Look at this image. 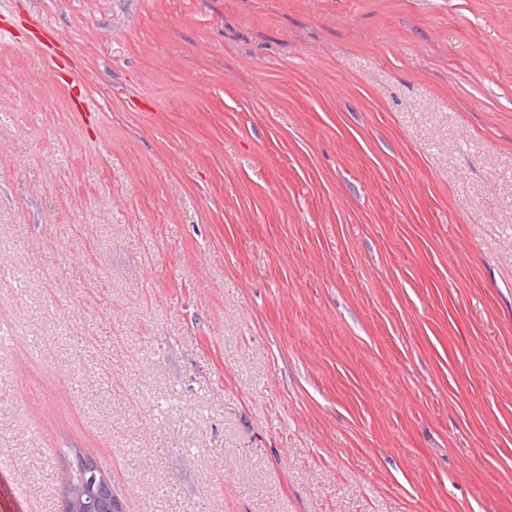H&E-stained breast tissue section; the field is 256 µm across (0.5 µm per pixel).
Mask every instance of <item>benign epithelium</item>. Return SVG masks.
I'll return each instance as SVG.
<instances>
[{
  "label": "benign epithelium",
  "mask_w": 512,
  "mask_h": 512,
  "mask_svg": "<svg viewBox=\"0 0 512 512\" xmlns=\"http://www.w3.org/2000/svg\"><path fill=\"white\" fill-rule=\"evenodd\" d=\"M64 492L62 512H123L112 486L90 456H76V464L59 475Z\"/></svg>",
  "instance_id": "1"
}]
</instances>
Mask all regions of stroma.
<instances>
[{"label":"stroma","mask_w":512,"mask_h":512,"mask_svg":"<svg viewBox=\"0 0 512 512\" xmlns=\"http://www.w3.org/2000/svg\"><path fill=\"white\" fill-rule=\"evenodd\" d=\"M512 512V0H0V512ZM59 475L64 492L62 512H123V507L112 494V486L98 463L90 456L77 455L76 464ZM83 481H75V473Z\"/></svg>","instance_id":"stroma-1"}]
</instances>
